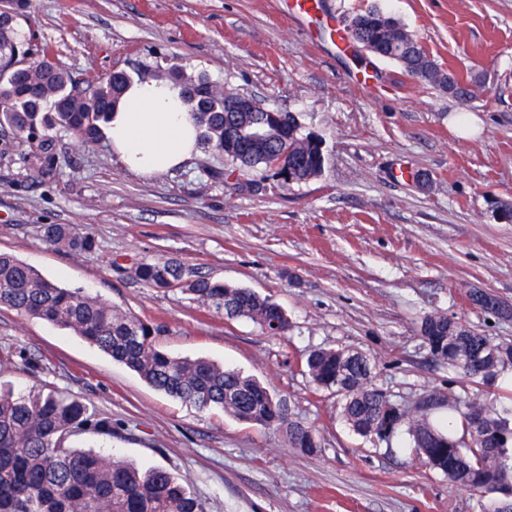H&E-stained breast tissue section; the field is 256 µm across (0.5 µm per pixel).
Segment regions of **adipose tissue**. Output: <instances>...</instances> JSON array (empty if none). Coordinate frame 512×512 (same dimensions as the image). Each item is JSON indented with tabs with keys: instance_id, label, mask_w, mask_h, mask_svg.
Wrapping results in <instances>:
<instances>
[{
	"instance_id": "ef3b65f1",
	"label": "adipose tissue",
	"mask_w": 512,
	"mask_h": 512,
	"mask_svg": "<svg viewBox=\"0 0 512 512\" xmlns=\"http://www.w3.org/2000/svg\"><path fill=\"white\" fill-rule=\"evenodd\" d=\"M101 132L128 171L151 176L189 160L199 130L179 88L147 76L128 83Z\"/></svg>"
}]
</instances>
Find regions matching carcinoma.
Segmentation results:
<instances>
[{"mask_svg":"<svg viewBox=\"0 0 512 512\" xmlns=\"http://www.w3.org/2000/svg\"><path fill=\"white\" fill-rule=\"evenodd\" d=\"M24 0H0V132L25 136L36 147L34 158L46 172L56 170L58 156L53 129L71 135L83 146L95 143L100 126L131 81L108 75L89 89L78 90L73 74L48 62L44 47L34 48L28 62L22 55L28 39L18 22ZM345 31L351 42L381 59L398 63L420 81L445 90L457 99L472 95L473 85L447 72L397 19L378 7L355 13ZM165 78L181 89L201 130V144L224 155V183L243 173L271 172L281 186L319 176L325 154L321 140L302 133L296 114L288 127L253 148L242 158L226 150L224 135L236 123V135L250 125L267 122L259 107L252 112H226L224 100L233 89H219L205 75H186L178 68ZM298 160L286 175L277 161L283 154ZM45 240L75 256L95 251V238L76 224H48ZM135 278L147 288H179L204 310L228 320L248 318L270 335L288 331L282 307L250 288L192 272L166 257L139 262ZM0 307L49 322L96 346L138 375L153 389L199 411L221 409L239 422L285 433L288 447L304 454L318 451L312 426L293 417L276 418L272 402L283 398L262 382L202 358H177L155 342L161 326L131 316L79 288H65L47 279L16 256L0 252ZM418 335L432 359L459 370L482 385L492 384L512 364V345L494 343L462 321L448 334V315H426ZM23 366L34 370L20 351L1 350L0 368ZM299 371L318 389L336 394L340 418L354 434L382 442L390 398L373 383L374 365L364 354L349 349L318 348L297 361ZM461 429L442 430L430 417V405L406 411L397 429H405L413 453L454 485L484 494L483 512H512V408L500 410L478 395L454 396ZM112 420L90 410L79 398L48 393H16L0 387V512H206L189 491L185 479L162 468H138L123 459L92 448L70 446L82 435L110 436Z\"/></svg>","mask_w":512,"mask_h":512,"instance_id":"1","label":"carcinoma"}]
</instances>
